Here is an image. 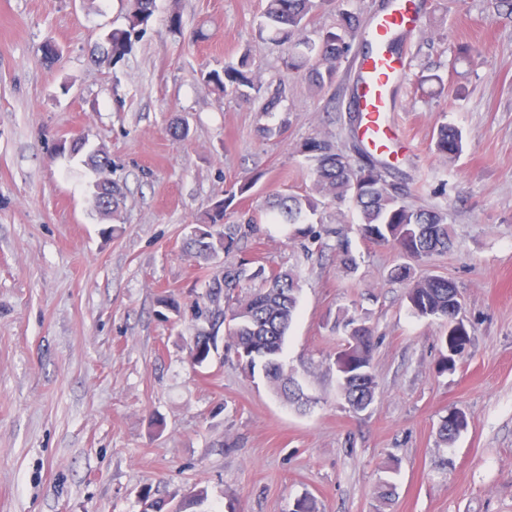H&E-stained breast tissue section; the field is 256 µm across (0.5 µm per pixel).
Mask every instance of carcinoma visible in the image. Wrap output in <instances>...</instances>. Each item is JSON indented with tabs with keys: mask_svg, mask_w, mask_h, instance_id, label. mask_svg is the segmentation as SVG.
Masks as SVG:
<instances>
[{
	"mask_svg": "<svg viewBox=\"0 0 512 512\" xmlns=\"http://www.w3.org/2000/svg\"><path fill=\"white\" fill-rule=\"evenodd\" d=\"M155 0H135V8L127 26L114 28L103 37V54L110 63L123 60L134 42L143 33L153 15ZM320 0H265L261 31L267 32L281 44L288 46V69L296 75H306L318 88L332 83L339 65L350 54L353 44L364 40V31L358 16L347 10L338 11L335 29L326 31L314 45L295 40L308 15ZM204 79L224 94H233L245 101H261L260 110L269 114L278 109L276 95L262 97L248 70V61L239 67L211 70ZM463 145L461 131L441 125L437 129L435 151L445 158L457 155ZM300 152L312 163L313 193L297 196L278 193L269 202L264 218L251 216L246 224L266 220L292 228L296 238L321 239L332 234L322 226L315 228L308 217L315 214L319 198L332 197L350 202L359 212L361 234L376 243L390 245L404 262L393 267V281L409 282L407 302L418 317L453 321L455 311L462 307L461 295L455 283L445 276H423L410 280L409 262H423L435 254L448 251L451 232L448 213L440 209H414L406 202L405 189L387 178V164L369 162L355 167L348 156L326 140L311 138L300 146ZM255 181H245L228 191V197L213 202L204 218L192 226L188 249L192 256L206 265H223L224 254L233 248L240 225L224 223L227 203L236 195L251 190ZM124 198L123 188L116 182L95 184L92 207L100 217L115 214ZM336 254L344 267L357 268L349 241L336 240ZM259 281L248 287L243 295L235 294L242 281ZM299 287L287 271L266 272L258 266L251 274L246 269L225 268L208 277V289L202 301L196 302V316L208 327H202L193 336L190 346L191 362L197 366L208 364L218 352V333L225 328L227 347L234 351L242 369L254 376L260 375L276 393L292 402L302 399L303 391L287 371L283 359L288 331L298 310ZM225 305H220V302ZM344 331L343 348L337 353L338 388L349 411L359 414L373 402L376 377L372 371L375 348L373 329L366 317L353 312L344 313L335 321ZM449 351L460 354L465 348L467 334L448 331L442 337ZM467 425L464 418L451 412L442 417L437 427L438 442L444 446L455 441ZM207 499L205 489L189 487L182 493L180 512H198Z\"/></svg>",
	"mask_w": 512,
	"mask_h": 512,
	"instance_id": "carcinoma-1",
	"label": "carcinoma"
}]
</instances>
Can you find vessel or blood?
Returning a JSON list of instances; mask_svg holds the SVG:
<instances>
[{"label": "vessel or blood", "mask_w": 512, "mask_h": 512, "mask_svg": "<svg viewBox=\"0 0 512 512\" xmlns=\"http://www.w3.org/2000/svg\"><path fill=\"white\" fill-rule=\"evenodd\" d=\"M422 16L417 0H390L387 8L368 29L375 50L358 63L355 90L356 110L362 115L359 136L369 151L385 156L396 134L387 120L389 90L401 78L405 63L400 56L387 53L386 43L397 32L420 26Z\"/></svg>", "instance_id": "obj_1"}]
</instances>
